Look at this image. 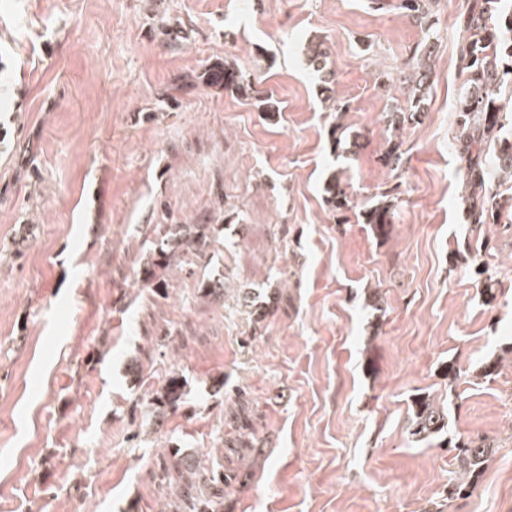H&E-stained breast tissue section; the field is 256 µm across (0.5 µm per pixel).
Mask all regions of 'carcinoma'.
I'll return each mask as SVG.
<instances>
[{
	"instance_id": "1",
	"label": "carcinoma",
	"mask_w": 512,
	"mask_h": 512,
	"mask_svg": "<svg viewBox=\"0 0 512 512\" xmlns=\"http://www.w3.org/2000/svg\"><path fill=\"white\" fill-rule=\"evenodd\" d=\"M425 0H404V8L411 13L419 25L434 35L436 22L424 6ZM467 32L466 40L458 50L457 64L466 75L460 104L457 108L455 150L465 164L467 208L464 219L468 224H500L505 206L494 192L492 179L495 176L512 178V139L500 135L503 121V95L512 90V10L504 8L501 0H473V6L463 17ZM328 54L323 43L310 42L307 61L321 75L324 84L334 81L335 73L327 68ZM197 79L202 85L213 89H233L241 97L256 99L257 109L269 116L280 111L278 102L270 96L255 97L254 88L247 79L227 60L218 59L202 71ZM417 96L414 107L425 104L429 70L420 65L417 71ZM323 192L328 205L334 211L349 210V197L340 178L333 173L325 182ZM366 223L381 234L388 232L393 223L394 209L389 194L364 212ZM211 225L209 224H160L158 232L163 234L158 245L149 253L143 268V280L163 295L167 286L165 276L178 265L185 255L200 252L208 246ZM186 403L185 385L179 375H171L147 401L152 415L166 417ZM447 417L440 407L427 395L419 394L413 400V416L410 419V435L418 440L440 438L444 445L455 451L460 472L469 481L456 485L453 492L460 493L471 488L491 454L490 443L480 440H453L446 437ZM177 464L191 478L200 476L198 465L189 452L172 449ZM212 490L187 498L188 512H224L223 479L218 474L205 477Z\"/></svg>"
}]
</instances>
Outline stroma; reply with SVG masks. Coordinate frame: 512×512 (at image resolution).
Returning <instances> with one entry per match:
<instances>
[{"label": "stroma", "mask_w": 512, "mask_h": 512, "mask_svg": "<svg viewBox=\"0 0 512 512\" xmlns=\"http://www.w3.org/2000/svg\"><path fill=\"white\" fill-rule=\"evenodd\" d=\"M471 5L432 0L425 110L396 127L426 39L401 0H0V512H181L173 448L223 473L224 512H504L512 227L466 224L452 149ZM224 57L279 115L189 82ZM335 127L359 135L354 157ZM387 191L380 237L361 213ZM208 222L207 254L158 297L140 276L156 225ZM482 234L491 250L456 259ZM216 276L220 302L200 292ZM244 288L270 299L263 320ZM174 373L189 401L155 424L141 398ZM419 393L449 436L493 447L467 493L452 452L409 433ZM244 422L250 446L227 454ZM322 42H313L311 40L308 48L307 61L309 66L317 73H320L321 81L325 84L324 89L328 90L326 86L334 81L335 73L332 69H327L328 54ZM323 192L326 195L325 199L332 210L338 212H345L349 210V197L336 173H332L329 179L325 182Z\"/></svg>", "instance_id": "obj_1"}]
</instances>
